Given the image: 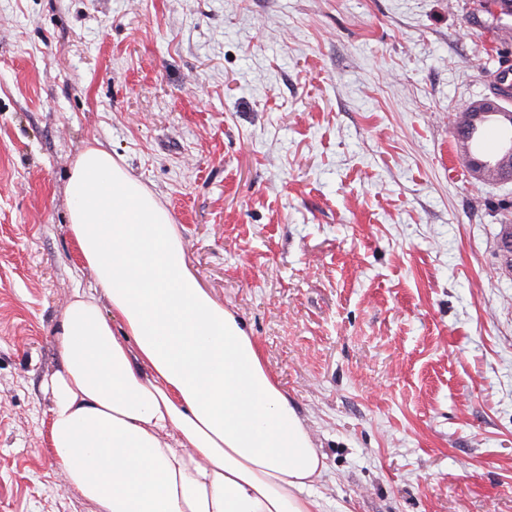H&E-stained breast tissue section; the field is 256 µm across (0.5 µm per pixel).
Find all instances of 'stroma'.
Listing matches in <instances>:
<instances>
[{
	"mask_svg": "<svg viewBox=\"0 0 512 512\" xmlns=\"http://www.w3.org/2000/svg\"><path fill=\"white\" fill-rule=\"evenodd\" d=\"M477 3L0 0V512H97L46 388L95 142L259 346L327 512H512V182L454 129L512 68Z\"/></svg>",
	"mask_w": 512,
	"mask_h": 512,
	"instance_id": "35a3bbf8",
	"label": "stroma"
}]
</instances>
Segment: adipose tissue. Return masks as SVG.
<instances>
[{"label": "adipose tissue", "mask_w": 512, "mask_h": 512, "mask_svg": "<svg viewBox=\"0 0 512 512\" xmlns=\"http://www.w3.org/2000/svg\"><path fill=\"white\" fill-rule=\"evenodd\" d=\"M67 191L96 289L74 293L56 332L54 467L98 512H325L322 454L256 342L197 284L167 209L93 145Z\"/></svg>", "instance_id": "1"}]
</instances>
